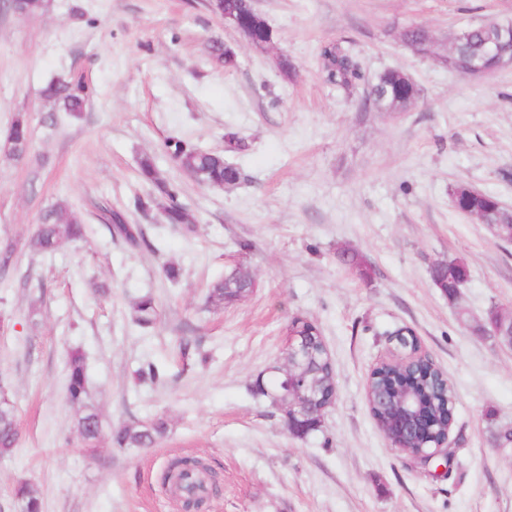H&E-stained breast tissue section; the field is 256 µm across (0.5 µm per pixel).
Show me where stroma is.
<instances>
[{"instance_id":"35a3bbf8","label":"stroma","mask_w":512,"mask_h":512,"mask_svg":"<svg viewBox=\"0 0 512 512\" xmlns=\"http://www.w3.org/2000/svg\"><path fill=\"white\" fill-rule=\"evenodd\" d=\"M272 32L256 48L209 0H49L23 18L0 0V140L16 117L27 152H0V375L15 403L19 438L0 458V512H21L29 483L41 512H179L163 484L176 455L204 458L221 478L208 512H512V350L482 336L490 306L512 312V241L454 207L457 183L512 207V69L465 77L413 54L399 38L425 28L446 52L448 35L497 15L512 0H254ZM219 40L237 64L211 62ZM342 43L362 82L325 79L322 46ZM294 65L292 76L278 56ZM389 69L419 90L404 112L365 106L369 82ZM94 89L73 117L41 96L49 80ZM240 145L227 151L224 136ZM225 152L241 172L226 189L182 173L169 138ZM152 157L182 187L197 218L189 232L165 223L139 176ZM127 213L143 242L113 235L98 203ZM78 209L86 236L37 255L28 239L48 208ZM362 255L360 277L336 260ZM462 258L469 280L455 299L430 275L435 260ZM241 261L256 279L237 305L214 309L211 285ZM174 265L177 280L163 268ZM153 297L144 329L133 304ZM317 323L337 387L321 432L288 434L283 415L252 386L279 360L294 316ZM412 332L455 390L453 463L444 477L390 447L365 396L396 330ZM205 363L182 361L179 342ZM86 358L90 399L102 420L95 449L75 428L67 399L68 352ZM157 365L161 381L138 378ZM161 418L148 448L111 443L121 424Z\"/></svg>"}]
</instances>
